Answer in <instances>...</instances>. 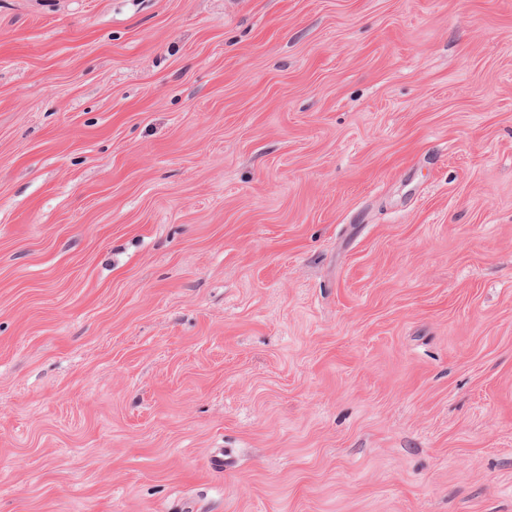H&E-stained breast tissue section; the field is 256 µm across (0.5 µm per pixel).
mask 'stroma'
Listing matches in <instances>:
<instances>
[{
  "mask_svg": "<svg viewBox=\"0 0 512 512\" xmlns=\"http://www.w3.org/2000/svg\"><path fill=\"white\" fill-rule=\"evenodd\" d=\"M0 512H512V0H0Z\"/></svg>",
  "mask_w": 512,
  "mask_h": 512,
  "instance_id": "obj_1",
  "label": "stroma"
}]
</instances>
